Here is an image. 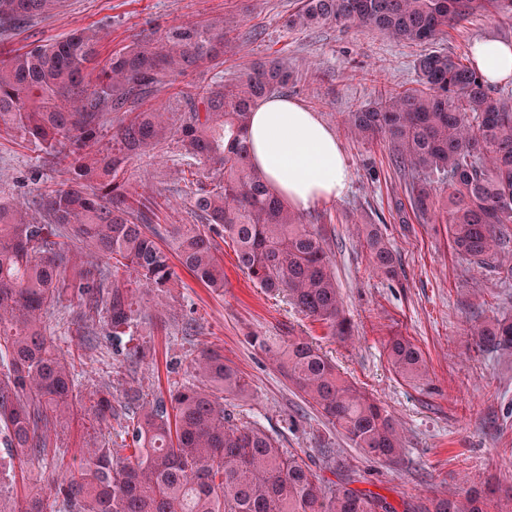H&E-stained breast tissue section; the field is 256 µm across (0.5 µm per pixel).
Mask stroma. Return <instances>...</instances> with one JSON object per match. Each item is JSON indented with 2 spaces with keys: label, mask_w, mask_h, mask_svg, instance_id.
<instances>
[{
  "label": "stroma",
  "mask_w": 512,
  "mask_h": 512,
  "mask_svg": "<svg viewBox=\"0 0 512 512\" xmlns=\"http://www.w3.org/2000/svg\"><path fill=\"white\" fill-rule=\"evenodd\" d=\"M299 0H66L57 12L0 36V54L59 40L74 30L100 26V57L165 29L236 16L238 48L218 65L189 69L139 101V108L183 113L186 102L216 76L233 81L257 62L287 58L297 80L287 97L318 113L332 127L348 159L350 188L339 199L304 211L306 223L324 224L351 339L328 336L319 323L298 313L284 298L257 287L237 265L230 241L214 235L224 262V289L215 292L184 268L165 307L145 299L147 317L138 330L155 352L152 363L130 369L105 336L84 350L78 368L84 391L107 383L114 398L128 387L147 398L167 396L190 377L193 352L214 345L249 383L247 397L232 400L237 421L251 422L323 472L321 446L336 450L360 486L393 503L435 494L461 493L485 484L512 489V352L479 346L470 331L494 316L512 317V288L459 257L442 224L416 219L401 223L392 209L405 200L404 179L386 140H355L348 112L384 91L412 86L414 64L426 49L468 56L478 38L512 42V18L477 14L449 29L432 47L393 40L356 25L315 31L286 28ZM64 169L43 146L20 132L0 131V199L31 197L59 181ZM192 176L184 172L175 145L133 156L124 181L130 193L158 202L160 227L188 224ZM381 217L380 228L399 263L389 281L372 269L357 216ZM409 337L423 351L429 376L409 381L387 357L390 336ZM264 336L283 341L310 336L340 372L381 400L397 421L405 449L397 462L369 459L334 428L288 382L268 355L251 342Z\"/></svg>",
  "instance_id": "obj_1"
}]
</instances>
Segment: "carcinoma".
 Instances as JSON below:
<instances>
[{
  "label": "carcinoma",
  "mask_w": 512,
  "mask_h": 512,
  "mask_svg": "<svg viewBox=\"0 0 512 512\" xmlns=\"http://www.w3.org/2000/svg\"><path fill=\"white\" fill-rule=\"evenodd\" d=\"M63 0H0V33L52 14ZM478 12L512 13V0H301L286 21L313 30L355 23L410 44H431ZM233 21L178 26L160 44L139 39L97 65L99 30H76L0 59V128L21 132L54 155L69 177L23 209L0 202V512H494L500 501L473 490L462 498L402 502L336 482L255 424L224 408L249 383L224 353L204 346L190 360L193 381L169 397L125 393L116 417L109 386L90 393L100 439L69 454L57 428L82 406L75 350H59L45 315L67 300L102 319L112 345L133 364L145 344L128 346L139 303L161 299L176 281L152 228L153 209L129 194L120 175L138 152L169 141L184 160L207 168L190 198L196 224H170L180 265L206 287L224 288V263L211 233L231 241L239 267L271 295L346 339L326 232L307 224L250 167L253 106L288 87L293 71L273 58L233 82L215 80L189 99L178 127L159 108L131 106L157 85L231 48ZM414 86L386 92L348 113L361 142L389 139L397 169L408 172L409 207L423 224L444 219L454 250L499 278H512V97L495 91L475 62L431 51L415 63ZM124 112L117 147L91 154L102 118ZM365 241L373 270L397 277V258L376 225ZM96 260L86 264L72 237ZM470 335L489 349H512V319L492 318ZM255 343L302 396L366 456L391 461L403 450L396 423L369 393L345 378L312 342ZM388 358L409 380L428 376L420 349L406 336L387 341ZM42 463L61 480L40 493L12 496L15 466Z\"/></svg>",
  "instance_id": "1"
}]
</instances>
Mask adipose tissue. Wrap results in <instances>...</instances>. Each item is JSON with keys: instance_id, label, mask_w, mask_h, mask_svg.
Segmentation results:
<instances>
[{"instance_id": "ef3b65f1", "label": "adipose tissue", "mask_w": 512, "mask_h": 512, "mask_svg": "<svg viewBox=\"0 0 512 512\" xmlns=\"http://www.w3.org/2000/svg\"><path fill=\"white\" fill-rule=\"evenodd\" d=\"M473 53L490 82L512 78V43L480 38ZM248 137L253 170L296 209L347 192L350 172L335 132L300 102L261 101L253 109Z\"/></svg>"}]
</instances>
